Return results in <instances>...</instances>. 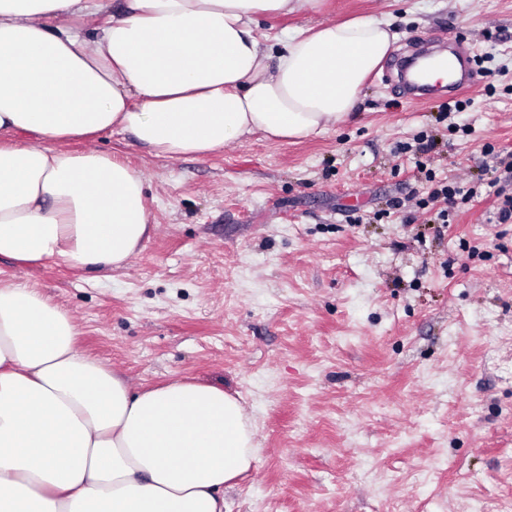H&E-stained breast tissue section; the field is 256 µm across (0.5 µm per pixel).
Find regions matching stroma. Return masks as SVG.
<instances>
[{"label": "stroma", "mask_w": 512, "mask_h": 512, "mask_svg": "<svg viewBox=\"0 0 512 512\" xmlns=\"http://www.w3.org/2000/svg\"><path fill=\"white\" fill-rule=\"evenodd\" d=\"M390 15L393 53L460 43V112L411 103L378 67L358 117L299 141L154 156L112 130L67 142L140 172L153 230L124 268L19 267L78 347L137 389L182 378L238 398L255 467L224 512H482L512 501V0H323L321 21ZM431 149L417 153L419 139ZM458 183L448 223L418 209Z\"/></svg>", "instance_id": "obj_1"}]
</instances>
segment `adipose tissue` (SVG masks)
Segmentation results:
<instances>
[{
    "label": "adipose tissue",
    "instance_id": "1",
    "mask_svg": "<svg viewBox=\"0 0 512 512\" xmlns=\"http://www.w3.org/2000/svg\"><path fill=\"white\" fill-rule=\"evenodd\" d=\"M321 0H0V256L85 273L125 267L149 239L143 179L65 142L113 128L157 156L348 122L392 49L383 16L319 22L273 46L263 15ZM40 136L37 145L12 140ZM67 310L0 283V512H224L258 448L239 401L185 379L136 391L81 351Z\"/></svg>",
    "mask_w": 512,
    "mask_h": 512
}]
</instances>
